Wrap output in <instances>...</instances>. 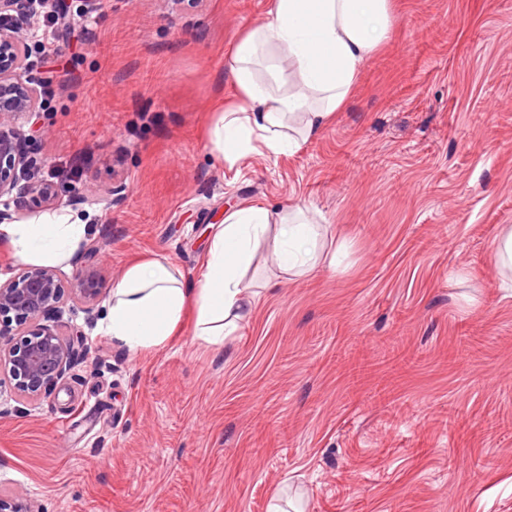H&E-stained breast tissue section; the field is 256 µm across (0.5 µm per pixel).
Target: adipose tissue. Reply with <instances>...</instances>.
<instances>
[{"mask_svg": "<svg viewBox=\"0 0 512 512\" xmlns=\"http://www.w3.org/2000/svg\"><path fill=\"white\" fill-rule=\"evenodd\" d=\"M392 0H269L265 20L243 31L229 61L235 94L218 99L207 129L210 149L229 163L248 155H283L329 126L356 86L365 61L393 25ZM286 54L299 79L288 91ZM319 225L302 208L249 206L217 225L194 284L164 257L129 265L112 287L100 328L131 352L164 346L194 313V334L213 349L234 335L257 301L243 285L256 248L273 238L280 272L302 277L325 263ZM87 226L65 210L0 225V242L22 261L70 262Z\"/></svg>", "mask_w": 512, "mask_h": 512, "instance_id": "adipose-tissue-1", "label": "adipose tissue"}]
</instances>
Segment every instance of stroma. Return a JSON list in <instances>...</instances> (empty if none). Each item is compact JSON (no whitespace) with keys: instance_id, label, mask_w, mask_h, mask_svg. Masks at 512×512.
<instances>
[{"instance_id":"1","label":"stroma","mask_w":512,"mask_h":512,"mask_svg":"<svg viewBox=\"0 0 512 512\" xmlns=\"http://www.w3.org/2000/svg\"><path fill=\"white\" fill-rule=\"evenodd\" d=\"M32 72L51 94L25 132L100 253L187 282L227 208L307 206L335 267L279 277L213 351L183 331L130 353L68 302L90 365L49 394L0 382V493L42 512H512V0H396L392 32L334 123L293 154L206 147L227 62L268 0H104ZM120 195L109 196L112 187Z\"/></svg>"}]
</instances>
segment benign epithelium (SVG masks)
Wrapping results in <instances>:
<instances>
[{
  "label": "benign epithelium",
  "mask_w": 512,
  "mask_h": 512,
  "mask_svg": "<svg viewBox=\"0 0 512 512\" xmlns=\"http://www.w3.org/2000/svg\"><path fill=\"white\" fill-rule=\"evenodd\" d=\"M40 10L35 0H0V223L22 211L61 204L54 185L42 175V163L23 131L37 114L40 90L28 65L31 29ZM101 294L96 269L85 267L64 287L52 267L25 264L0 280V374L29 400L50 392L88 355L85 333L63 332L57 316L68 300L85 305L87 321L96 317ZM12 337L4 338L5 332ZM0 512H39L31 499L0 494Z\"/></svg>",
  "instance_id": "7a95c632"
}]
</instances>
